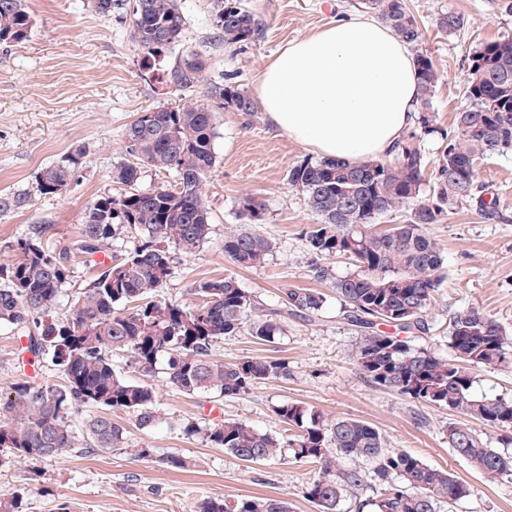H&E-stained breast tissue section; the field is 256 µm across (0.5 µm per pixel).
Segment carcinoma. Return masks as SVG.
Returning <instances> with one entry per match:
<instances>
[{
    "label": "carcinoma",
    "instance_id": "cac0c4a2",
    "mask_svg": "<svg viewBox=\"0 0 512 512\" xmlns=\"http://www.w3.org/2000/svg\"><path fill=\"white\" fill-rule=\"evenodd\" d=\"M359 7L377 14L410 47L421 42V27L404 0H360ZM214 24L224 44L238 49L251 46L263 31L260 19L239 0H216ZM184 26L178 0H134L132 36L144 51L145 66L158 74L160 83L176 90L203 81L207 65L201 53L186 51L172 67H157L158 58L180 42ZM436 26L453 35L464 27V17L443 12ZM30 29L24 0H0V44L25 40ZM415 62V130L393 154L355 164L305 158L289 168L287 181L318 216L319 223L305 231L310 272L335 290L345 319L357 333L351 357L358 372L415 402L486 423L500 431L498 443L509 446L512 399L479 396L474 390V371L512 358L499 323L474 308L456 313L448 325L449 358L418 340L430 332V308L445 264L430 226L442 223L461 201L476 199L486 215L496 213V204L483 198L476 172L479 161L512 152V38L486 43L469 54L468 104L458 112L450 134L435 125L431 112L438 82L433 61L418 51ZM211 95L235 112L256 111L253 99L230 76L212 87ZM214 135L213 113L193 100L141 113L125 130V150L144 165L175 172L174 184L136 190L139 167L122 163L113 170V181L126 192L93 201L75 247L48 248L43 241L47 228L40 224L11 244L15 259L0 264V323L26 329L29 351L52 355L64 382L22 380L0 395V468L18 459L32 463L55 458L77 449L81 441L86 452L123 448L125 430L112 421L116 410L133 414L143 429L162 423L155 387L117 373L112 366L115 352L126 353L146 375L165 361L169 383L188 395H243L262 381L288 375V364L278 359L211 358L214 344L243 328L265 342L283 333L281 324L253 316L257 301L234 278L200 282L195 287L199 303L192 308L159 295L172 274L170 250L193 254L212 233L202 185L215 165ZM437 135L441 155L428 176L421 141ZM78 163L74 156L43 170L40 192L66 190ZM28 206L25 195L0 194L1 214ZM239 213L259 224L264 205L244 197ZM397 213L402 223L381 235L372 231L382 217ZM124 233L137 236L133 251L99 262L103 270L92 286L80 293L66 315L53 317L72 258L92 259ZM272 250V243L255 233L224 238L225 255L241 266L263 264ZM337 255L351 259L352 269L339 273L330 266L328 259ZM324 303L320 292L284 288L280 315L310 316ZM88 407L97 412L83 418L79 431L76 416ZM273 412L284 427L279 435L235 419L205 427L188 419L181 429L246 463L288 459L314 465L303 497L318 512H338L347 496L367 489L374 494L359 498L357 512H441L443 505L473 492L417 455L385 448L380 432L362 420L328 419L296 401L282 402ZM448 442L485 480L512 479V454L471 428L449 424ZM125 452L139 460L154 458V449L146 445ZM361 461L371 462L372 469L361 470ZM161 462L174 471L194 466L191 458L178 453ZM199 512H291V507L280 497L206 498Z\"/></svg>",
    "mask_w": 512,
    "mask_h": 512
}]
</instances>
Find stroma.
Returning a JSON list of instances; mask_svg holds the SVG:
<instances>
[{"label": "stroma", "instance_id": "1", "mask_svg": "<svg viewBox=\"0 0 512 512\" xmlns=\"http://www.w3.org/2000/svg\"><path fill=\"white\" fill-rule=\"evenodd\" d=\"M240 2L263 22L259 41L243 50L219 37L213 25L215 0H178L185 29L162 64L172 65L187 50L208 61L205 80L181 92L143 69V54L131 36L133 0H112L106 16L98 14L91 0H25L31 18L27 39L0 44V194H26L30 205L0 215V264L12 261L11 243L36 224L47 225V246L74 244L92 201L121 192L112 170L129 159L127 126L141 112L193 99L214 115L216 165L202 186L213 232L196 253H174L162 296L192 307L199 301L194 289L200 281L229 276L255 296V314L263 319L279 318L285 288L316 290L326 302L311 317L282 320L284 331L274 342L242 332L211 349L217 361L285 360L287 376L266 380L242 396L219 398L180 392L168 383L164 365H157L151 382L164 424L143 430L132 414L113 412V421L126 431L127 451H72L34 465L17 462L0 469V498L24 492L28 512H56L64 501L72 512H197L206 497L266 495L288 498L292 512H316L302 495L314 473L312 465L282 460L246 464L184 436L179 428L188 419L205 426L229 418L277 434L282 425L274 406L297 401L328 418L363 420L382 434L387 448L409 451L474 486V495L453 504L451 512H512V480L485 483L448 442L452 422L468 423L485 440L494 437L492 428L412 402L368 382L355 368L350 353L356 333L334 290L314 280L309 268L305 231L318 218L287 181L289 167L314 157V150L289 138L264 112H236L209 95L210 87L229 74L245 90H253L258 74L285 43L336 17L360 14L358 0ZM406 5L421 25V49L439 73L432 99L436 124L453 131L465 104L467 57L483 43L512 37V13L501 12L497 0H406ZM448 9L465 18L464 28L452 36L435 24ZM76 154L81 160L68 189L41 194V170ZM477 181L485 196L495 198L497 216L487 218L476 203L463 202L430 228L445 258L446 278L435 294L431 331L422 344L443 357L450 354L448 321L459 311L479 309L512 335V153L480 162ZM246 196L263 202L262 223L251 225L238 215L237 202ZM240 229L272 241L274 250L261 266L244 268L225 255V236ZM26 345L24 330L0 324V394L31 376L62 383L50 357L33 361ZM144 445L154 449L155 461L129 456V449ZM173 452L195 460L196 469L163 467L161 457Z\"/></svg>", "mask_w": 512, "mask_h": 512}]
</instances>
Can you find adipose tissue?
<instances>
[{
	"label": "adipose tissue",
	"mask_w": 512,
	"mask_h": 512,
	"mask_svg": "<svg viewBox=\"0 0 512 512\" xmlns=\"http://www.w3.org/2000/svg\"><path fill=\"white\" fill-rule=\"evenodd\" d=\"M256 94L290 138L357 162L387 155L414 126L418 73L387 26L347 16L287 43L258 75Z\"/></svg>",
	"instance_id": "adipose-tissue-1"
}]
</instances>
